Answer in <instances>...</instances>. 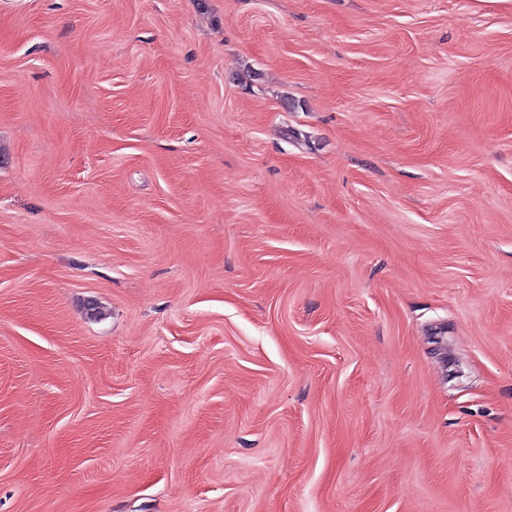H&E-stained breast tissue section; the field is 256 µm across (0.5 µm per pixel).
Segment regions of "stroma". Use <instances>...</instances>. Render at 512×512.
<instances>
[{"label": "stroma", "mask_w": 512, "mask_h": 512, "mask_svg": "<svg viewBox=\"0 0 512 512\" xmlns=\"http://www.w3.org/2000/svg\"><path fill=\"white\" fill-rule=\"evenodd\" d=\"M0 512H512V0H0Z\"/></svg>", "instance_id": "stroma-1"}]
</instances>
